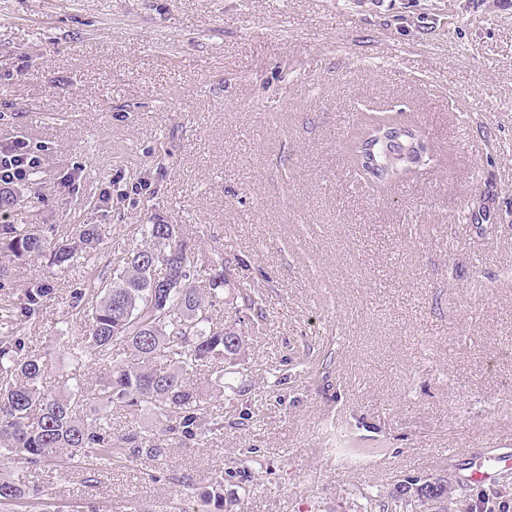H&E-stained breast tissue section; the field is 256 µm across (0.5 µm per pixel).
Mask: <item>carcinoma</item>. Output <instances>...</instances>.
Returning a JSON list of instances; mask_svg holds the SVG:
<instances>
[{
  "instance_id": "carcinoma-1",
  "label": "carcinoma",
  "mask_w": 512,
  "mask_h": 512,
  "mask_svg": "<svg viewBox=\"0 0 512 512\" xmlns=\"http://www.w3.org/2000/svg\"><path fill=\"white\" fill-rule=\"evenodd\" d=\"M406 129L414 138L422 137L415 125L389 117L366 122L353 139L350 152L353 167L374 183L385 186L408 177L409 171L383 169L370 158L368 145L380 131ZM174 224H148L142 229V243L118 262L108 259L86 285L71 291L69 308L75 316L88 320L83 336L67 347L69 359L83 363L91 358L108 367V373L93 388L75 381L65 392L47 389V364L25 349L23 337L15 334V321H35L55 298L46 284L21 291L9 308L0 307V456H6L30 471H38L59 452L72 467L90 466L102 472L124 461H152L163 455L160 438L149 430H131L112 437V421L107 414L94 417L89 409L122 404L137 417L151 412L170 422L167 432L181 441H204L206 433L224 429L223 416L210 411V402L224 395L199 392L186 383V376L209 363L220 364V375L238 365L247 336L267 319L263 292L247 284L231 285L220 268L208 279V286L195 285L194 256L179 242L180 250L165 267L153 268L152 256L163 240L175 234ZM0 252L21 259L32 254L55 266L69 265L78 258H102L96 229L81 225L65 239L49 237L33 227L0 225ZM234 296L224 301L234 312L233 321L216 327L211 312L221 301L224 289ZM124 345L133 359H114L113 349ZM162 361L166 367L159 368ZM247 470L237 462L211 477L209 489L201 493L205 501L224 510V482L245 478ZM417 493L428 500L448 495V478L421 480ZM41 499L38 486L23 488L0 480V507L8 509L28 500Z\"/></svg>"
}]
</instances>
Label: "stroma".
Masks as SVG:
<instances>
[{
    "mask_svg": "<svg viewBox=\"0 0 512 512\" xmlns=\"http://www.w3.org/2000/svg\"><path fill=\"white\" fill-rule=\"evenodd\" d=\"M378 113L432 154L381 188L346 149ZM20 138L41 165L0 224H92L110 255L175 224L197 285L221 259L267 299L213 403L254 423L198 445L112 405L113 435L166 451L96 476L46 462L59 512H180L183 482L203 492L247 448L242 512H429L400 491L426 475L451 477L448 512L512 505V469L467 479L512 448V0H0V145ZM84 276L0 255V306L56 293L16 326L53 391L106 374L66 353Z\"/></svg>",
    "mask_w": 512,
    "mask_h": 512,
    "instance_id": "obj_1",
    "label": "stroma"
}]
</instances>
